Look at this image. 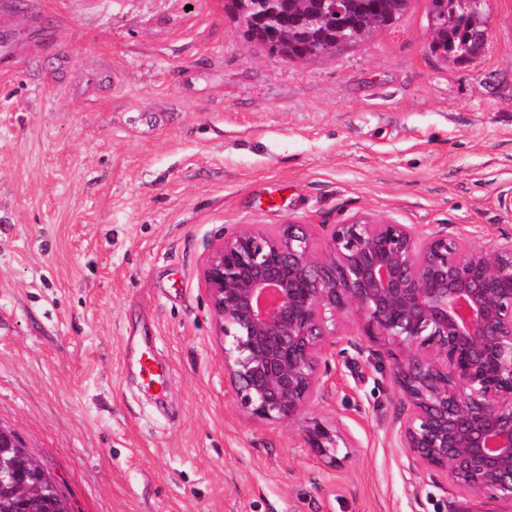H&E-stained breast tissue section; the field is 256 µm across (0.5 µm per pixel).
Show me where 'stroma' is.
Segmentation results:
<instances>
[{"label": "stroma", "instance_id": "stroma-1", "mask_svg": "<svg viewBox=\"0 0 512 512\" xmlns=\"http://www.w3.org/2000/svg\"><path fill=\"white\" fill-rule=\"evenodd\" d=\"M430 0L335 55L253 47L224 0H0V425L70 512H448L411 474L389 364L340 359L259 424L224 379L201 274L241 225L372 215L512 234V0L482 58L429 49ZM151 351L165 386L148 388ZM356 444L341 466L305 441ZM308 448H314L315 452L321 457L328 458L329 464H335L340 461L337 457L338 448H355L353 443L346 439L338 430L336 435H331L330 432L315 427L307 434ZM342 443L343 447L340 446Z\"/></svg>", "mask_w": 512, "mask_h": 512}]
</instances>
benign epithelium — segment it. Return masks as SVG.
<instances>
[{"label":"benign epithelium","mask_w":512,"mask_h":512,"mask_svg":"<svg viewBox=\"0 0 512 512\" xmlns=\"http://www.w3.org/2000/svg\"><path fill=\"white\" fill-rule=\"evenodd\" d=\"M327 11L344 31L354 18ZM352 46L309 43L295 60ZM318 253L301 224L241 227L202 272L224 336V376L253 421L290 422L325 389L332 362L353 348L392 367L401 412L395 429L407 468L431 482L512 506V236L473 247L443 230L353 217L333 224ZM357 325L368 346L339 334ZM308 447L336 464L341 433L315 427ZM27 512L44 493L12 475Z\"/></svg>","instance_id":"obj_1"}]
</instances>
